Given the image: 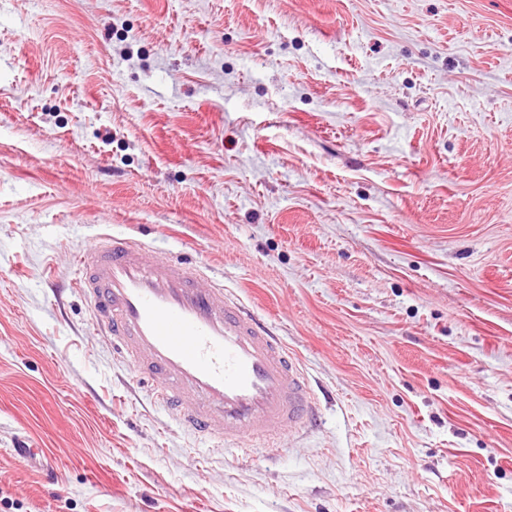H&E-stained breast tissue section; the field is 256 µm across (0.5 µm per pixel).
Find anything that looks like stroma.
<instances>
[{"instance_id":"35a3bbf8","label":"stroma","mask_w":512,"mask_h":512,"mask_svg":"<svg viewBox=\"0 0 512 512\" xmlns=\"http://www.w3.org/2000/svg\"><path fill=\"white\" fill-rule=\"evenodd\" d=\"M107 230L299 358L319 410L275 457L187 432L95 333L68 283ZM0 495L512 512V0H0ZM19 446L22 448H14V454L17 458L23 460L25 464L46 475H49L54 470L53 459L40 454L38 448H32L33 445L29 444L28 441H21Z\"/></svg>"}]
</instances>
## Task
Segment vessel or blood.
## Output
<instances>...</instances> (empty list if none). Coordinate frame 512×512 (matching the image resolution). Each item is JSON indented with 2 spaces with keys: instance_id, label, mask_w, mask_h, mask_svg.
Here are the masks:
<instances>
[{
  "instance_id": "vessel-or-blood-1",
  "label": "vessel or blood",
  "mask_w": 512,
  "mask_h": 512,
  "mask_svg": "<svg viewBox=\"0 0 512 512\" xmlns=\"http://www.w3.org/2000/svg\"><path fill=\"white\" fill-rule=\"evenodd\" d=\"M72 283L137 379L188 431L234 451L273 449L316 414L311 384L277 334L205 267L150 255L140 240L101 233L74 260ZM42 473L54 461L22 442Z\"/></svg>"
}]
</instances>
